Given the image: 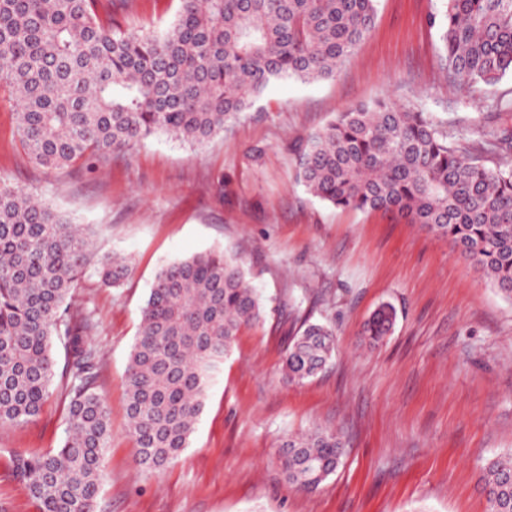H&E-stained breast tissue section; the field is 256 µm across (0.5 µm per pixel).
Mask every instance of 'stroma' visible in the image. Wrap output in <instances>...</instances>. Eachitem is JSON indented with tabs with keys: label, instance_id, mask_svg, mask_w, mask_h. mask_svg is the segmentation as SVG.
Wrapping results in <instances>:
<instances>
[{
	"label": "stroma",
	"instance_id": "35a3bbf8",
	"mask_svg": "<svg viewBox=\"0 0 512 512\" xmlns=\"http://www.w3.org/2000/svg\"><path fill=\"white\" fill-rule=\"evenodd\" d=\"M441 0H377V20L336 77L272 82L224 134L199 147L163 135L94 170L50 171L19 145L0 101V180L48 197L92 228L101 252L126 256L119 288L86 275L73 299L96 312L97 391L110 411L98 512H488L483 474L512 452V300L418 224L341 210L296 178L295 146L337 112L383 99L433 113L452 136L486 115L438 66ZM178 0H135L132 28L163 30ZM209 250L241 262L264 298L215 374L187 448L158 470L135 463L123 381L141 308L164 264ZM394 331L366 342L381 304ZM336 332L330 365L288 383L283 355L302 319ZM66 404L0 426V512H40L13 474L22 450L58 447ZM337 432L342 463L312 493L279 463L288 435Z\"/></svg>",
	"mask_w": 512,
	"mask_h": 512
}]
</instances>
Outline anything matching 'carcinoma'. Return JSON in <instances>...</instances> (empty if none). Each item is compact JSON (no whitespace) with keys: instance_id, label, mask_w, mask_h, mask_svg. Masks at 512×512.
Here are the masks:
<instances>
[{"instance_id":"1","label":"carcinoma","mask_w":512,"mask_h":512,"mask_svg":"<svg viewBox=\"0 0 512 512\" xmlns=\"http://www.w3.org/2000/svg\"><path fill=\"white\" fill-rule=\"evenodd\" d=\"M132 0H0V90L16 104L19 144L47 170L107 163L157 134L200 146L224 133L273 80L336 76L375 26L377 0H179L163 31L124 25ZM439 62L473 93L512 74V0H446L431 17ZM495 118L448 140L428 112L382 101L338 113L299 140L297 179L338 209L384 211L419 224L469 262L479 281L512 299V101ZM503 155L494 166L489 158ZM94 235L42 196L0 181V425L36 419L52 394L55 342L66 351L65 436L20 451L14 471L40 512H97L110 413L96 391L92 312L71 302L89 271L119 288L126 258L96 257ZM263 315L244 267L222 251L162 266L141 308L124 377L136 463L159 469L188 446L212 377L241 328ZM394 306L370 315L377 343ZM332 327L306 321L289 337L288 382L301 385L332 360ZM341 437L316 429L280 445L288 485L313 492L336 472ZM488 512H512V454L486 468Z\"/></svg>"}]
</instances>
